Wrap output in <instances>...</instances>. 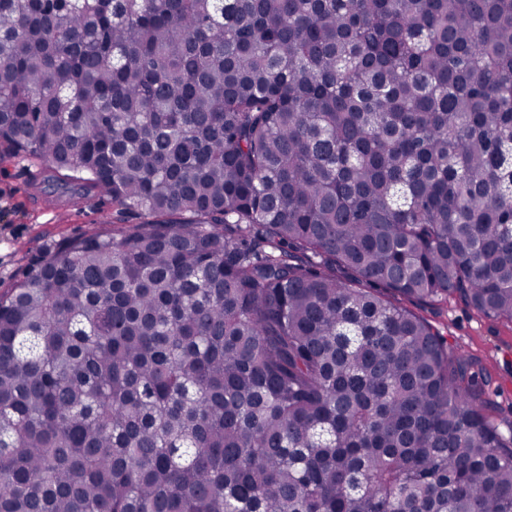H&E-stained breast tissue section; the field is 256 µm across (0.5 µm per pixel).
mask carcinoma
Listing matches in <instances>:
<instances>
[{"label":"carcinoma","instance_id":"carcinoma-1","mask_svg":"<svg viewBox=\"0 0 512 512\" xmlns=\"http://www.w3.org/2000/svg\"><path fill=\"white\" fill-rule=\"evenodd\" d=\"M129 230L0 293V512H512V0H0V162ZM406 305L430 319L447 336L449 345L481 359L493 379L489 399L497 406L501 429L506 432L512 423V323L479 315L460 300L448 299V307L440 314L427 305Z\"/></svg>","mask_w":512,"mask_h":512}]
</instances>
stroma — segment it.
I'll return each instance as SVG.
<instances>
[{"label": "stroma", "mask_w": 512, "mask_h": 512, "mask_svg": "<svg viewBox=\"0 0 512 512\" xmlns=\"http://www.w3.org/2000/svg\"><path fill=\"white\" fill-rule=\"evenodd\" d=\"M26 163L0 162V289L20 280L54 243L104 230L112 207L99 199H61L45 193L33 200L27 188ZM411 310L431 320L449 345L481 359L491 374L490 400L502 423H512V323L475 313L462 301H449L442 313L411 303Z\"/></svg>", "instance_id": "obj_1"}]
</instances>
